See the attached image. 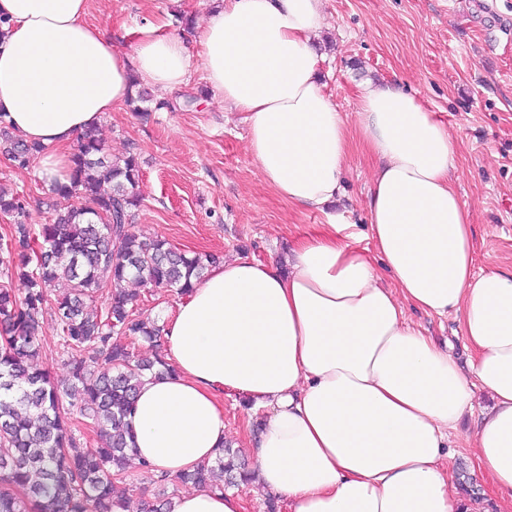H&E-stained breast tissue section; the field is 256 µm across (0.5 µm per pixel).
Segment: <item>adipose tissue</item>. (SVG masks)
<instances>
[{"label":"adipose tissue","instance_id":"adipose-tissue-1","mask_svg":"<svg viewBox=\"0 0 512 512\" xmlns=\"http://www.w3.org/2000/svg\"><path fill=\"white\" fill-rule=\"evenodd\" d=\"M87 3L0 0V120L54 146L42 160L51 177L76 137L125 102L130 76L175 90L189 75L178 36L145 28L120 52ZM324 5L213 0L196 54L213 95L243 113L263 180L318 211L335 203L349 150L318 74ZM357 117L379 160L373 250L327 224L295 237L286 264L239 257L208 271L163 329L173 374L146 379L128 417L136 458L170 477L211 462L229 391L266 415L251 453L263 491L289 512H488L460 496L446 449L479 388L492 404L469 437L473 472L512 512V269H475L444 122L371 82ZM408 306L461 315L468 368L406 319ZM172 509L245 512L236 492L204 488L179 492Z\"/></svg>","mask_w":512,"mask_h":512}]
</instances>
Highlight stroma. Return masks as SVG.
<instances>
[{
    "instance_id": "35a3bbf8",
    "label": "stroma",
    "mask_w": 512,
    "mask_h": 512,
    "mask_svg": "<svg viewBox=\"0 0 512 512\" xmlns=\"http://www.w3.org/2000/svg\"><path fill=\"white\" fill-rule=\"evenodd\" d=\"M208 7V0H88L87 20L111 29L116 49L128 53L146 26L194 41ZM325 17L318 69L348 127L357 123L360 83H399L414 93L457 143L456 189L473 225L477 269L511 268L512 0H326ZM146 93L145 112L121 106L98 128L112 157L139 158L142 204L132 230L140 238L164 239L218 265L238 256L265 262L287 258L292 235L333 218L353 225L356 247H370L364 231L378 160L359 138L351 140L335 204L324 213L302 209L263 181L242 114L213 99L199 65L180 90ZM0 187L29 202L35 224L71 204L49 192L36 157L19 169L0 154ZM406 315L467 363L457 315L413 308ZM185 488L156 483L132 465L116 495L139 512L142 501Z\"/></svg>"
}]
</instances>
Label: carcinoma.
<instances>
[{
	"instance_id": "obj_1",
	"label": "carcinoma",
	"mask_w": 512,
	"mask_h": 512,
	"mask_svg": "<svg viewBox=\"0 0 512 512\" xmlns=\"http://www.w3.org/2000/svg\"><path fill=\"white\" fill-rule=\"evenodd\" d=\"M0 146L21 169L45 150L1 119ZM139 179L136 155L110 159L90 128L77 140L66 181H50L52 192L77 200L51 223H28L26 202L0 190V213L14 218V234L0 247V512L125 509L112 484L131 461L127 417L144 379L171 369L159 350L162 326L136 313L138 296L124 284L133 279L186 295L207 270L202 256L131 231ZM15 279L25 284L22 297ZM61 279L68 292L50 305L48 289ZM103 292L105 309L84 313L85 300ZM48 306L66 356L62 383L29 364L41 350L39 317ZM119 336L151 343L153 357H136ZM73 419L94 432L96 447L71 428ZM250 475L241 450L228 446L177 479L222 491Z\"/></svg>"
}]
</instances>
